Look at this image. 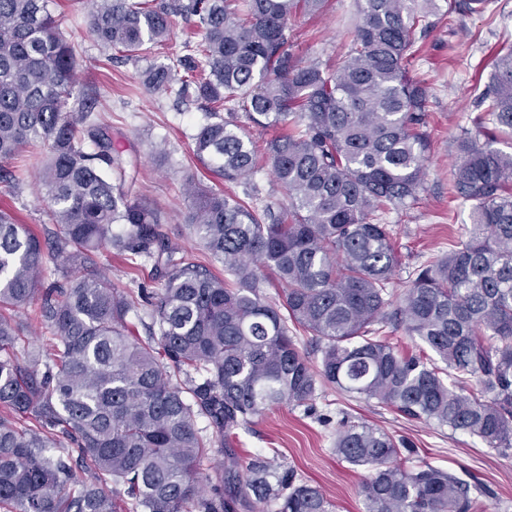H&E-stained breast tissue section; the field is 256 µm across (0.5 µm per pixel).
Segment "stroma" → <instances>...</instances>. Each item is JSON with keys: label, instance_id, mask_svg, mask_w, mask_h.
Returning a JSON list of instances; mask_svg holds the SVG:
<instances>
[{"label": "stroma", "instance_id": "1", "mask_svg": "<svg viewBox=\"0 0 512 512\" xmlns=\"http://www.w3.org/2000/svg\"><path fill=\"white\" fill-rule=\"evenodd\" d=\"M439 6L409 67L411 76L430 89L425 129L431 148L424 161V186L412 205L383 216L394 231L399 256L390 285L396 293L416 270L447 253L469 221V203L453 198V142L462 129L472 127L480 112L478 95L489 80L497 50L512 44V0H488L480 13L469 12L465 0H440ZM48 8L78 46L80 82L74 100L95 96L98 110L121 134L125 153L134 164L132 197L162 213L163 230L181 254L210 264L208 252L188 226L191 201L183 184L192 176L236 194L244 184H225L194 157L192 137L208 120L200 103L166 90H148L139 78L145 69L173 63L183 55L182 43L187 33L196 31L197 17L178 19L166 44L149 56L112 64L107 51L89 37L87 12L79 0H48ZM358 22L355 0H327L322 13L293 15L288 26L294 51L306 62L334 61L347 52ZM11 167L20 181L15 186L0 182V209H10L18 223L42 230L50 201L38 183L39 159L26 152ZM99 263L117 287L145 289L148 298L158 288L150 261L120 260L105 251ZM148 298L131 314V322L149 318ZM345 417L406 438L418 456L480 482L487 493L479 500V512H512V453L502 455L478 438L406 420L331 386L323 387L305 406L275 407L255 418L239 430L237 447L246 456L278 449L281 465L319 486L334 512H363L358 494L363 471L346 467L332 452L336 428Z\"/></svg>", "mask_w": 512, "mask_h": 512}]
</instances>
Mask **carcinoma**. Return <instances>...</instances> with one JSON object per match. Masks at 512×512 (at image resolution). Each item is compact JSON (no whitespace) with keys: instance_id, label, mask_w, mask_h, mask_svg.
I'll list each match as a JSON object with an SVG mask.
<instances>
[{"instance_id":"cac0c4a2","label":"carcinoma","mask_w":512,"mask_h":512,"mask_svg":"<svg viewBox=\"0 0 512 512\" xmlns=\"http://www.w3.org/2000/svg\"><path fill=\"white\" fill-rule=\"evenodd\" d=\"M435 2L358 0L361 22L332 64L302 61L288 35L293 14L326 0H84L90 36L127 59L163 45L176 17H198L193 53L143 85L205 105L193 153L209 171L235 182L262 157L285 193L261 205L255 188L244 202L185 180L188 223L218 277L176 257L162 214L112 183L132 161L94 103H71L77 49L47 0H0V164L48 146L39 182L64 279L43 287L45 243L0 210V512H332L276 457L234 446L254 418L302 406L323 384L512 449V152L494 147L512 135V48L455 139L453 191L472 202L469 224L386 312L397 257L380 219L424 184L429 91L409 66ZM240 115L287 131L261 147ZM104 249L153 262L161 288L144 338L127 321L137 298L96 270ZM269 278L277 302L261 291ZM37 297L52 338L20 357L25 324L12 312ZM399 325L429 354L394 346L387 328ZM403 446L363 422L336 428L333 453L367 472L364 512H477L480 485L425 458L404 466ZM214 451L224 462L202 481Z\"/></svg>"}]
</instances>
